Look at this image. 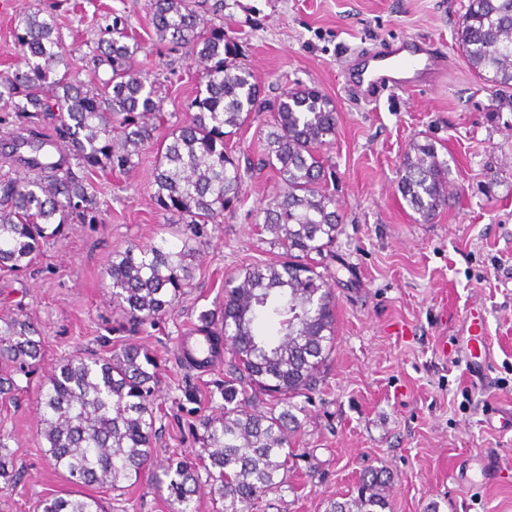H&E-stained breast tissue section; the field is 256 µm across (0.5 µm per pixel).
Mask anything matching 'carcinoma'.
<instances>
[{
    "instance_id": "1",
    "label": "carcinoma",
    "mask_w": 512,
    "mask_h": 512,
    "mask_svg": "<svg viewBox=\"0 0 512 512\" xmlns=\"http://www.w3.org/2000/svg\"><path fill=\"white\" fill-rule=\"evenodd\" d=\"M204 0H153L157 38L184 47L202 66L196 109L184 125L172 127L157 147L153 200L157 208L186 224L192 236L206 224H219L240 200L243 176L226 137L261 107V87L237 63L239 44L224 27L206 18ZM53 19L18 16L15 40L23 66L0 76V110L29 122V134L12 140V153L38 154L54 146L88 173L125 172L153 144L162 120L157 77L133 66L140 49L122 18L100 31L93 62L110 76L86 82L65 69L50 79L59 60ZM460 51L478 78L495 88L512 108V0H469L457 29ZM51 117L56 139L35 132V120ZM336 108L320 91L283 90L265 135L260 166L275 170L282 191L263 209L261 230L273 235L280 259L248 265L225 281L219 314L204 311L194 331L212 337L215 350L228 354L224 412L206 418L199 460L176 459L162 467L159 488L167 491L173 512H195L193 496L206 473L222 512H254L263 497L282 484L280 473L293 457L290 433L297 425L294 399L315 388L335 340L336 298L326 275L301 261L332 250L340 229L336 199L324 186L327 167L320 155L336 133ZM402 162L399 191L408 206L430 222L448 201V162L436 147L415 142ZM34 175L0 174V271H26L46 241L66 225L93 223L99 200L93 183L48 156L28 160ZM191 249H176L161 237L148 245L131 244L112 254L106 274L112 302L136 324L171 313L193 279ZM277 323L272 339L255 327L258 319ZM44 343L30 317L0 319V365L37 366ZM159 388L155 359L137 343H126L109 357L73 355L46 376L40 397L44 455L79 484L114 491L135 481L153 458ZM268 410L254 409L260 400ZM0 491L14 483L13 464L1 453ZM380 471L363 475L357 496L336 502L330 512H377L385 508ZM41 512H105L100 499L49 496Z\"/></svg>"
}]
</instances>
